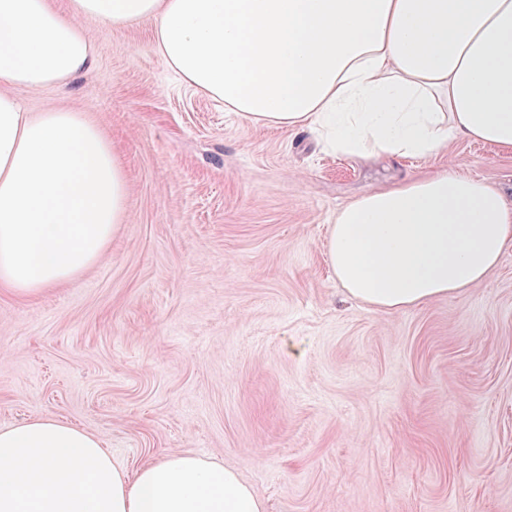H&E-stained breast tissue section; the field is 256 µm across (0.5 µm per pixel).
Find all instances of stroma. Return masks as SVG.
Returning <instances> with one entry per match:
<instances>
[{
    "label": "stroma",
    "mask_w": 512,
    "mask_h": 512,
    "mask_svg": "<svg viewBox=\"0 0 512 512\" xmlns=\"http://www.w3.org/2000/svg\"><path fill=\"white\" fill-rule=\"evenodd\" d=\"M153 29L88 27L90 71L14 91L33 115L87 113L129 193L84 273L0 289V425L55 415L130 473L195 454L267 512H512V247L482 281L394 313L350 298L327 260L340 208L431 168L512 203V150L326 153L195 93Z\"/></svg>",
    "instance_id": "1"
}]
</instances>
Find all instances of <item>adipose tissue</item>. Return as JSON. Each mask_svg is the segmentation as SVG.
Segmentation results:
<instances>
[{
	"label": "adipose tissue",
	"instance_id": "adipose-tissue-1",
	"mask_svg": "<svg viewBox=\"0 0 512 512\" xmlns=\"http://www.w3.org/2000/svg\"><path fill=\"white\" fill-rule=\"evenodd\" d=\"M150 19L167 66L260 125L330 154L428 158L450 136L512 149V0H0V285L34 296L93 265L125 218V175L85 113L32 116L15 86L94 63L85 28ZM512 246V205L445 171L342 208L327 256L349 295L398 312L485 279ZM0 512H265L237 474L170 455L127 474L45 415L0 426Z\"/></svg>",
	"mask_w": 512,
	"mask_h": 512
}]
</instances>
